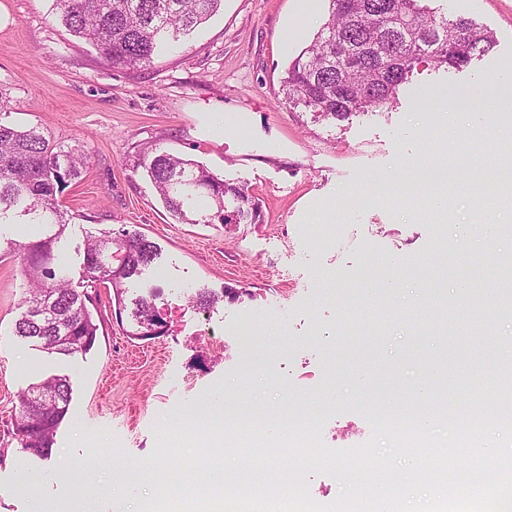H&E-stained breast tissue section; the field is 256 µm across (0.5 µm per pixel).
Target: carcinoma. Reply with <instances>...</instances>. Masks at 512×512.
Here are the masks:
<instances>
[{"mask_svg": "<svg viewBox=\"0 0 512 512\" xmlns=\"http://www.w3.org/2000/svg\"><path fill=\"white\" fill-rule=\"evenodd\" d=\"M422 0H329L328 19L285 71V104L300 105L325 119L343 121L357 112L393 105L414 67L460 70L496 45L490 30L469 18H449ZM223 0H55L56 19L91 44L116 69L150 65L158 49L206 23ZM87 156L63 150L37 127L0 120V222L11 213L28 224L56 230L18 244L27 280L26 309L14 334L49 353L90 350L98 336L94 311L99 290L113 291L116 316L124 311V283L158 259L154 242L141 234L102 229L87 239L79 286L55 263L67 224L57 192L81 175ZM156 191L181 223L259 224V201L245 188L216 177L197 161L154 145L136 153ZM165 321L152 300L140 298L132 312L133 336H156ZM69 382L53 377L20 398L13 439L40 457L51 455L67 414Z\"/></svg>", "mask_w": 512, "mask_h": 512, "instance_id": "obj_1", "label": "carcinoma"}]
</instances>
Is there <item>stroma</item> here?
Wrapping results in <instances>:
<instances>
[{"instance_id": "35a3bbf8", "label": "stroma", "mask_w": 512, "mask_h": 512, "mask_svg": "<svg viewBox=\"0 0 512 512\" xmlns=\"http://www.w3.org/2000/svg\"><path fill=\"white\" fill-rule=\"evenodd\" d=\"M55 0H0V94L6 122L40 127L56 143L84 151L86 169L58 195L71 217L56 251L79 278L86 233L138 232L160 257L125 283L126 312L99 298V336L87 352L50 354L15 336L27 287L13 243L42 224H0V512H142L157 488L180 480L150 465L161 437L226 432V418L264 412L281 428L315 419L331 448L368 440L372 407L403 411L416 401L421 358L439 359L449 398H476L474 379L506 376L499 341L512 337V309L486 296L466 301L488 316V333L458 322L449 345L425 331L424 307L452 296L468 270L486 277L512 256V234L485 223L465 190L439 216L406 209L385 183L417 185L420 197L442 186L449 156H480L493 169L512 112L493 106L512 79V0H437L451 17L492 30L495 48L460 72L417 66L395 107L338 122L283 104L281 81L303 50L290 35L300 24L295 0H224V8L152 65L115 69L55 19ZM428 86L471 93L470 111L421 112ZM199 162L259 199V224H181L168 211L135 156L144 143ZM371 172L370 184L359 180ZM337 224L329 245L306 232ZM476 225L468 263L454 261L449 237ZM409 266L398 292L377 289L388 308L367 307L361 278L373 260ZM218 296V316L192 306ZM153 295L166 325L147 338L128 335L130 305ZM241 313L255 359L238 371L236 342L224 330ZM66 378L71 402L48 459L20 448L10 432L19 398L52 377Z\"/></svg>"}]
</instances>
